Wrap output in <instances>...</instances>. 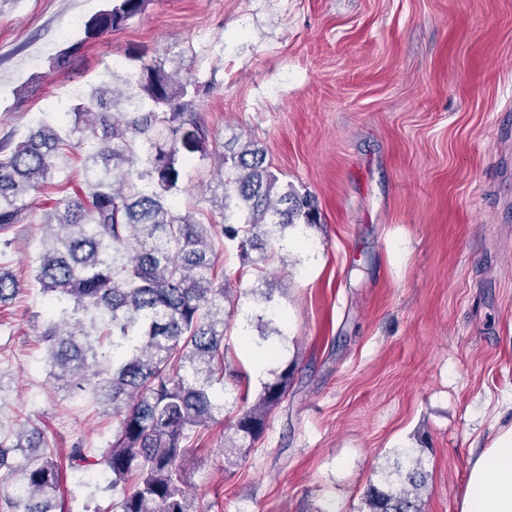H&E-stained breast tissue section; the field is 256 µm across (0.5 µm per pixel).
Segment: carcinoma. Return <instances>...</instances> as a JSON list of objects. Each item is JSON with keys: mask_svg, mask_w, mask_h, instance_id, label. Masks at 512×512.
Here are the masks:
<instances>
[{"mask_svg": "<svg viewBox=\"0 0 512 512\" xmlns=\"http://www.w3.org/2000/svg\"><path fill=\"white\" fill-rule=\"evenodd\" d=\"M145 0H105L83 25V37L49 59L65 70L85 44L140 14ZM192 79H175L161 58L139 71L105 75L65 110L72 124L46 125L20 141L0 140V231L27 219L19 198L37 191L54 170V158L75 133L96 142L85 188L60 201L45 225L34 280L54 300L40 333L54 377L93 379V393L112 410V441L96 460L77 445L69 468L102 465L110 488L122 487L112 512H193L183 464L201 430L224 412L213 386L241 375L226 364L224 331L235 308L233 289L218 274V250L237 244L242 266L264 272L271 242L297 224L320 223L315 198L283 183L265 165L264 150L249 141L209 148V132L188 111L198 94ZM220 157L213 196L223 222L205 224L176 211L182 166L196 154ZM23 289L0 271V304ZM293 370L264 384L232 425L229 449L251 448L268 415L288 396ZM19 473L13 494L0 497L3 512H64L58 498L62 470L40 432L21 424L0 435V470ZM427 487L422 449L397 452L393 469L369 484L361 512H423Z\"/></svg>", "mask_w": 512, "mask_h": 512, "instance_id": "carcinoma-1", "label": "carcinoma"}]
</instances>
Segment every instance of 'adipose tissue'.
<instances>
[{"mask_svg": "<svg viewBox=\"0 0 512 512\" xmlns=\"http://www.w3.org/2000/svg\"><path fill=\"white\" fill-rule=\"evenodd\" d=\"M459 512H512V426L471 461Z\"/></svg>", "mask_w": 512, "mask_h": 512, "instance_id": "ef3b65f1", "label": "adipose tissue"}]
</instances>
